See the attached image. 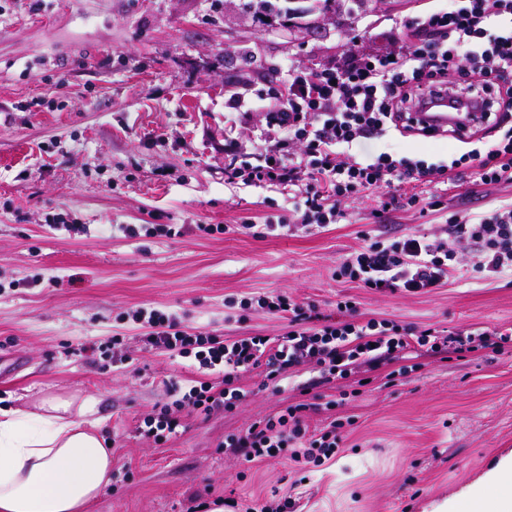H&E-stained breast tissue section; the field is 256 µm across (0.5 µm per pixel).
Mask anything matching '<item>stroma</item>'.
Listing matches in <instances>:
<instances>
[{
  "mask_svg": "<svg viewBox=\"0 0 512 512\" xmlns=\"http://www.w3.org/2000/svg\"><path fill=\"white\" fill-rule=\"evenodd\" d=\"M289 25L255 0H0V403L28 407L47 395L89 400L112 440V484L90 512H188L192 504L246 512L292 496L296 512H434L444 502L491 494L487 474L512 455V342L498 353L430 357L388 380L366 383L345 404L310 411V429L345 420L322 465L287 459L246 464L225 436L296 402H315L301 366L281 391L241 380L235 410L190 417L157 442L139 426L173 384L195 378L189 359L145 350L127 313L159 308L188 331L276 336L279 316L237 301L285 293L332 315L351 300L362 317L437 336L475 326L512 327V279L456 273L418 296L379 293L336 276L363 234L443 235L450 217L469 219L512 203V186L472 172L428 187L436 210L379 213L373 193L343 203L339 223L298 226L257 238L242 224L287 217L288 192L224 177V124L235 122L237 164L268 144L266 106L288 68L336 65L406 41L418 16L448 0H337ZM239 93L256 110L224 108ZM470 149L453 133L389 130L354 150L429 163ZM78 232H70V225ZM124 224H172L176 236L132 239ZM207 224H228L208 234ZM115 345L121 363L82 356Z\"/></svg>",
  "mask_w": 512,
  "mask_h": 512,
  "instance_id": "obj_1",
  "label": "stroma"
}]
</instances>
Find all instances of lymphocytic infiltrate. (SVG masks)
I'll use <instances>...</instances> for the list:
<instances>
[{"mask_svg":"<svg viewBox=\"0 0 512 512\" xmlns=\"http://www.w3.org/2000/svg\"><path fill=\"white\" fill-rule=\"evenodd\" d=\"M512 18V0H448L445 11L427 14L411 27V37L394 54L349 55L337 66L319 71L288 70L276 90V104L267 123L278 135L297 141L300 155H281L269 145L257 164L233 167L228 179L259 187H298L292 218L302 229H323L337 223L340 205L352 196L418 186L452 173L449 165L428 166L380 155L364 162L342 156L341 146L364 147L388 129L413 131L409 111L433 90L448 87V76L464 70L469 82L462 96L482 100L484 116L497 124L512 122V34L492 36L490 22ZM477 175L486 184H512V129L487 152H471ZM472 269L486 278L512 276V204L490 214L449 225L447 237L410 233L381 238L365 235L358 249L347 253L336 275L378 292L417 295L448 284L463 254ZM262 309L287 320L283 334L222 338L182 330L173 314L141 309L134 316L146 332L145 348L162 349L189 358L198 373L172 402L155 406L139 430L162 440L176 435L184 418L211 416L235 409L247 393L242 374L264 372L267 379H290L304 364H314L312 386L349 379L354 369L406 375V360L415 348L432 356L500 351L512 331L482 327L437 339L433 329L414 330L373 318H362L352 301L338 302L337 318L320 316L314 304L285 294L262 301ZM310 404L289 405L280 414L253 422L245 431L227 435L223 445L253 462L290 452L293 461L321 463L331 458L343 423L333 420L310 430Z\"/></svg>","mask_w":512,"mask_h":512,"instance_id":"obj_1","label":"lymphocytic infiltrate"}]
</instances>
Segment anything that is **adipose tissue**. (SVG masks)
Returning a JSON list of instances; mask_svg holds the SVG:
<instances>
[{"label":"adipose tissue","instance_id":"1","mask_svg":"<svg viewBox=\"0 0 512 512\" xmlns=\"http://www.w3.org/2000/svg\"><path fill=\"white\" fill-rule=\"evenodd\" d=\"M88 401L0 407V512H87L112 482V449Z\"/></svg>","mask_w":512,"mask_h":512}]
</instances>
